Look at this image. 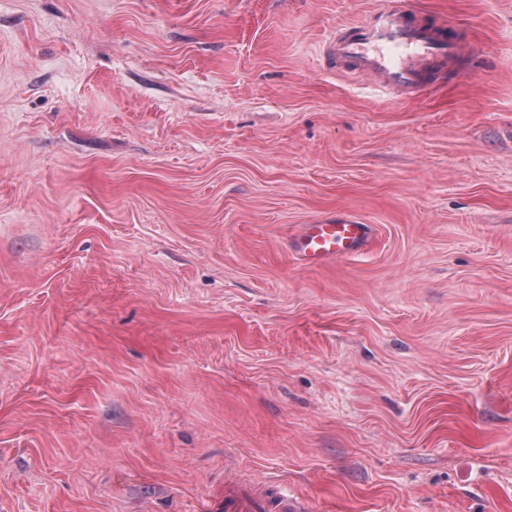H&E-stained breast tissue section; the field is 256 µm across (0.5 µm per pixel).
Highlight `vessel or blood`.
Instances as JSON below:
<instances>
[{"instance_id":"1","label":"vessel or blood","mask_w":512,"mask_h":512,"mask_svg":"<svg viewBox=\"0 0 512 512\" xmlns=\"http://www.w3.org/2000/svg\"><path fill=\"white\" fill-rule=\"evenodd\" d=\"M330 55L390 91L414 92L437 60L458 62L467 54L460 41L446 39L417 25L406 11H379L374 20L353 25L350 34L330 35ZM368 225L351 216H339L319 224L303 225L292 241L298 260L308 266L348 258L367 249ZM268 497L253 482L229 481L224 485V512H301L287 486L276 485Z\"/></svg>"}]
</instances>
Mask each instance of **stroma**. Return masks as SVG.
Returning a JSON list of instances; mask_svg holds the SVG:
<instances>
[{"label": "stroma", "mask_w": 512, "mask_h": 512, "mask_svg": "<svg viewBox=\"0 0 512 512\" xmlns=\"http://www.w3.org/2000/svg\"><path fill=\"white\" fill-rule=\"evenodd\" d=\"M387 2L0 0V512H512V0H403L475 60L398 100ZM350 28L349 35L338 31L330 35L327 52L391 92L412 93L424 83L435 61L448 59L455 64L467 55L460 41L415 24L400 8L379 11L373 21ZM369 243L368 224L351 216H338L319 224H303L291 247L305 265L322 266L331 260L357 255ZM276 490L277 505L260 491L253 482L229 481L224 483L225 512H273L277 507L281 512H300L305 510L293 497L288 487L276 481H269Z\"/></svg>", "instance_id": "1"}]
</instances>
